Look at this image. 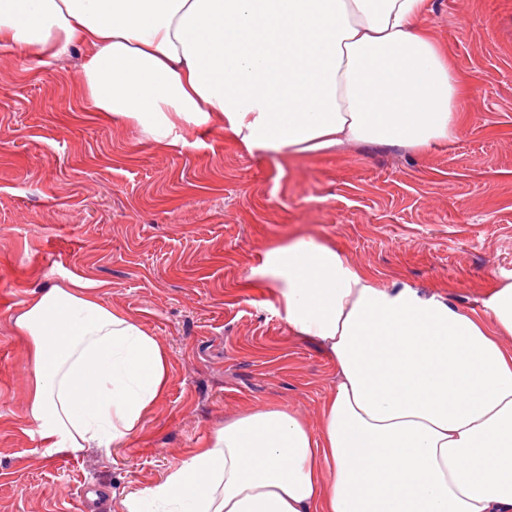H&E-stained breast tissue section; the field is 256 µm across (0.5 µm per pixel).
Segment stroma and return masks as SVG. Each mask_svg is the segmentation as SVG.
<instances>
[{"label":"stroma","instance_id":"obj_1","mask_svg":"<svg viewBox=\"0 0 512 512\" xmlns=\"http://www.w3.org/2000/svg\"><path fill=\"white\" fill-rule=\"evenodd\" d=\"M428 23L469 81L457 139L423 156L367 144L292 164L218 131L159 148L81 95L84 45L48 64L0 47V512H81L94 487L121 512L246 406L287 404L317 426L335 368L289 334L266 290L240 286L269 239L328 238L382 278L481 310L512 274V0H433ZM68 274L171 355L166 396L117 447L46 448L27 414L11 318Z\"/></svg>","mask_w":512,"mask_h":512}]
</instances>
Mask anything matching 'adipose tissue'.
Here are the masks:
<instances>
[{
    "label": "adipose tissue",
    "mask_w": 512,
    "mask_h": 512,
    "mask_svg": "<svg viewBox=\"0 0 512 512\" xmlns=\"http://www.w3.org/2000/svg\"><path fill=\"white\" fill-rule=\"evenodd\" d=\"M432 0H0V44L57 60L90 50L80 91L161 148L220 130L294 161L368 143L454 141L469 84L426 23ZM243 288L267 289L336 386L310 427L247 407L122 512H512V275L476 312L381 280L327 239L276 238ZM27 410L46 447L138 435L170 384L169 352L77 275L12 318Z\"/></svg>",
    "instance_id": "ef3b65f1"
}]
</instances>
